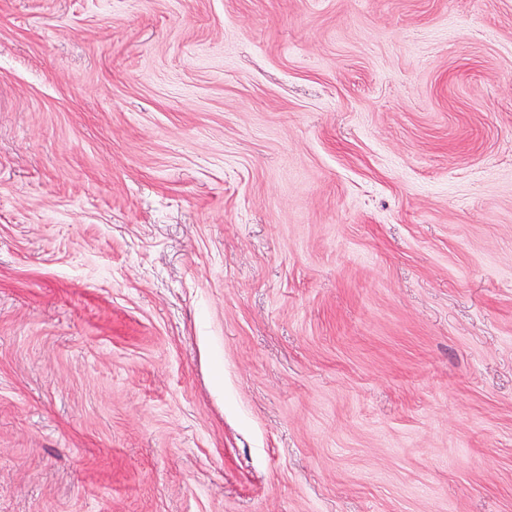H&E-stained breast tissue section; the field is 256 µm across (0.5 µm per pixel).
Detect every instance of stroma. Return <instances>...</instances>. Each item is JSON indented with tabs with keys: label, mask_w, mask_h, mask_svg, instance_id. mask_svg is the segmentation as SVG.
I'll list each match as a JSON object with an SVG mask.
<instances>
[{
	"label": "stroma",
	"mask_w": 512,
	"mask_h": 512,
	"mask_svg": "<svg viewBox=\"0 0 512 512\" xmlns=\"http://www.w3.org/2000/svg\"><path fill=\"white\" fill-rule=\"evenodd\" d=\"M0 512H512V0H0Z\"/></svg>",
	"instance_id": "1"
}]
</instances>
